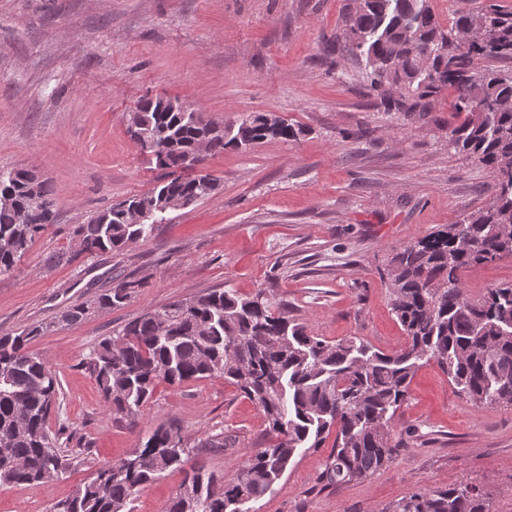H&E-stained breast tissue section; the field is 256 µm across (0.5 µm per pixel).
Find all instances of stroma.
Instances as JSON below:
<instances>
[{
	"mask_svg": "<svg viewBox=\"0 0 512 512\" xmlns=\"http://www.w3.org/2000/svg\"><path fill=\"white\" fill-rule=\"evenodd\" d=\"M348 2L0 0V170L47 178L57 210L56 224L0 277V335L48 325L29 349L60 381L49 427L84 448L82 465L59 480L0 484V512H51L169 422L197 450L146 485L133 512H164L194 468L223 474L264 447L263 414L223 379L159 383L132 428L80 369L101 340L170 301L266 288L312 335L403 346L384 270L404 246L485 206L496 178L449 151L452 90L427 119L392 118L368 95L360 65L325 55ZM149 94L226 123L272 113L300 133L209 156L212 196L170 212L123 253L70 260L77 225L158 182L127 132L128 112ZM119 275L145 285L121 308L59 324ZM211 436L223 447L199 448ZM391 437L399 447L388 466L337 487L320 481L329 447L299 450L247 512H389L407 493L461 480L489 495L491 512H512V407H473L429 362Z\"/></svg>",
	"mask_w": 512,
	"mask_h": 512,
	"instance_id": "1",
	"label": "stroma"
}]
</instances>
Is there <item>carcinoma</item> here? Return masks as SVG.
I'll use <instances>...</instances> for the list:
<instances>
[{
	"mask_svg": "<svg viewBox=\"0 0 512 512\" xmlns=\"http://www.w3.org/2000/svg\"><path fill=\"white\" fill-rule=\"evenodd\" d=\"M330 55L364 63L363 80L387 113L426 117L443 90L456 93L463 120L448 129V149L496 174L486 206L458 224L420 237L390 261L391 309L404 346L385 352L357 336L330 342L310 334L265 290L239 295L215 288L163 305L105 338L80 362L112 414L133 427L160 382L222 378L263 414L270 444L230 474L200 467L185 478L165 512H243L270 492L301 448L323 447L336 433L322 480L338 486L388 465L398 444L392 421L410 396L416 371L434 361L456 391L475 406L512 407V284L472 297L463 272L512 256V69H476L474 60H512V12L486 0L442 28L427 0H354ZM127 129L162 171L150 192L97 212L73 230L71 258L121 252L146 238L167 213L187 208L218 188L210 175L184 176L187 155L249 149L295 137L270 113H248L220 126L199 112L158 110L148 97L127 114ZM51 190L26 170H0V276L8 274L35 236L56 223ZM39 199L30 218L23 214ZM154 212L141 224L132 210ZM143 287L129 276L96 299L61 313L71 325L96 311L123 306ZM48 325L0 336V484L56 480L81 463L80 450L62 447L48 420L60 383L46 361L27 350ZM176 425L159 427L138 448L96 474L54 512H132L138 493L163 472L179 468L190 449ZM391 512H491L476 485L410 492Z\"/></svg>",
	"mask_w": 512,
	"mask_h": 512,
	"instance_id": "cac0c4a2",
	"label": "carcinoma"
}]
</instances>
